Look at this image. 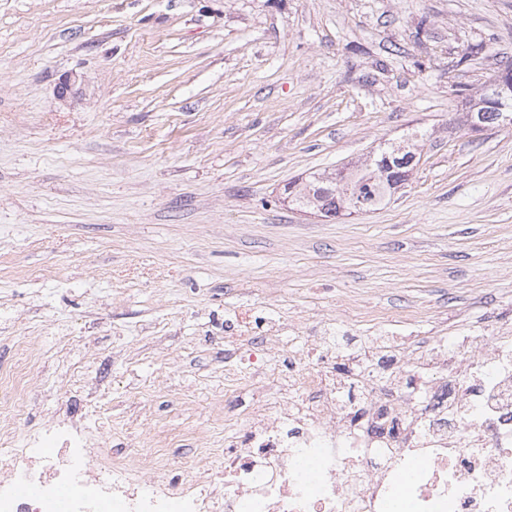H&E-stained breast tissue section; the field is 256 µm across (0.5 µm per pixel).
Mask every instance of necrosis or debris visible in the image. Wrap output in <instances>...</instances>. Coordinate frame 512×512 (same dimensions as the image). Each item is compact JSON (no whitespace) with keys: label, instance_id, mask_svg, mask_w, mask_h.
<instances>
[{"label":"necrosis or debris","instance_id":"4bbe7bcc","mask_svg":"<svg viewBox=\"0 0 512 512\" xmlns=\"http://www.w3.org/2000/svg\"><path fill=\"white\" fill-rule=\"evenodd\" d=\"M0 371V512H512V322L434 339L381 379L352 354L289 352L277 401L254 394L224 465L146 480L72 410L29 426L27 344Z\"/></svg>","mask_w":512,"mask_h":512}]
</instances>
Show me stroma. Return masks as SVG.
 <instances>
[{
	"label": "stroma",
	"mask_w": 512,
	"mask_h": 512,
	"mask_svg": "<svg viewBox=\"0 0 512 512\" xmlns=\"http://www.w3.org/2000/svg\"><path fill=\"white\" fill-rule=\"evenodd\" d=\"M510 60L512 0H0V367L36 335L32 421L81 362L105 442L220 448L252 402L236 314L301 326L272 379L292 342L406 356L512 320V126L461 123ZM391 145L419 163L387 205L286 200Z\"/></svg>",
	"instance_id": "stroma-1"
}]
</instances>
